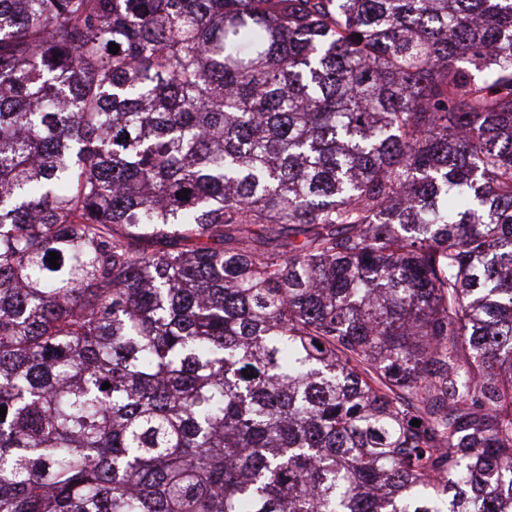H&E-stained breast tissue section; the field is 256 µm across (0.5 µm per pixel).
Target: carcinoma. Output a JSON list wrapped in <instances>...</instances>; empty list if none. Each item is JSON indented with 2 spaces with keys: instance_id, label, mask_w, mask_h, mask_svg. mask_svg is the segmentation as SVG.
Returning a JSON list of instances; mask_svg holds the SVG:
<instances>
[{
  "instance_id": "1",
  "label": "carcinoma",
  "mask_w": 512,
  "mask_h": 512,
  "mask_svg": "<svg viewBox=\"0 0 512 512\" xmlns=\"http://www.w3.org/2000/svg\"><path fill=\"white\" fill-rule=\"evenodd\" d=\"M0 406V512H512V0H0Z\"/></svg>"
}]
</instances>
